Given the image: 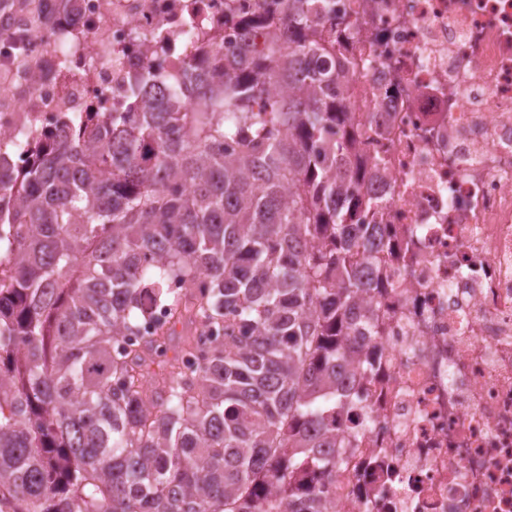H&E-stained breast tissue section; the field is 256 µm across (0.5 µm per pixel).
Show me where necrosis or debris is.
Wrapping results in <instances>:
<instances>
[{
	"mask_svg": "<svg viewBox=\"0 0 512 512\" xmlns=\"http://www.w3.org/2000/svg\"><path fill=\"white\" fill-rule=\"evenodd\" d=\"M379 335L341 390L331 512H512V0H340ZM223 32L224 0H43L0 11V137L105 112L161 53Z\"/></svg>",
	"mask_w": 512,
	"mask_h": 512,
	"instance_id": "necrosis-or-debris-1",
	"label": "necrosis or debris"
}]
</instances>
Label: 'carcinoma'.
<instances>
[{"instance_id": "cac0c4a2", "label": "carcinoma", "mask_w": 512, "mask_h": 512, "mask_svg": "<svg viewBox=\"0 0 512 512\" xmlns=\"http://www.w3.org/2000/svg\"><path fill=\"white\" fill-rule=\"evenodd\" d=\"M224 0L236 46L11 141L0 173V501L328 512L370 171L336 0ZM182 333L171 346L176 324ZM174 351L167 357L168 351Z\"/></svg>"}]
</instances>
